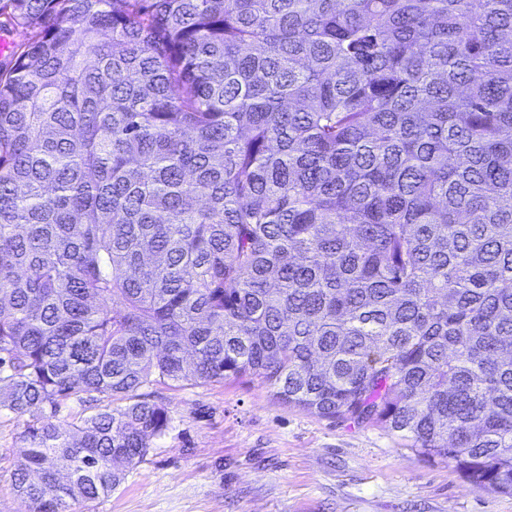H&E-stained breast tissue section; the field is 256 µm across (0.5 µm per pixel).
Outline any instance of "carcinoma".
I'll return each mask as SVG.
<instances>
[{
    "label": "carcinoma",
    "mask_w": 512,
    "mask_h": 512,
    "mask_svg": "<svg viewBox=\"0 0 512 512\" xmlns=\"http://www.w3.org/2000/svg\"><path fill=\"white\" fill-rule=\"evenodd\" d=\"M0 410L24 512L142 390L258 380L512 493V0H0ZM108 407L61 424L75 400Z\"/></svg>",
    "instance_id": "cac0c4a2"
}]
</instances>
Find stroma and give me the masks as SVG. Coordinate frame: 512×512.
Returning <instances> with one entry per match:
<instances>
[{
  "label": "stroma",
  "instance_id": "obj_1",
  "mask_svg": "<svg viewBox=\"0 0 512 512\" xmlns=\"http://www.w3.org/2000/svg\"><path fill=\"white\" fill-rule=\"evenodd\" d=\"M168 430L92 512H512V495L473 488L380 425L327 419L275 400L264 384L160 386ZM23 420L0 413V512Z\"/></svg>",
  "mask_w": 512,
  "mask_h": 512
}]
</instances>
